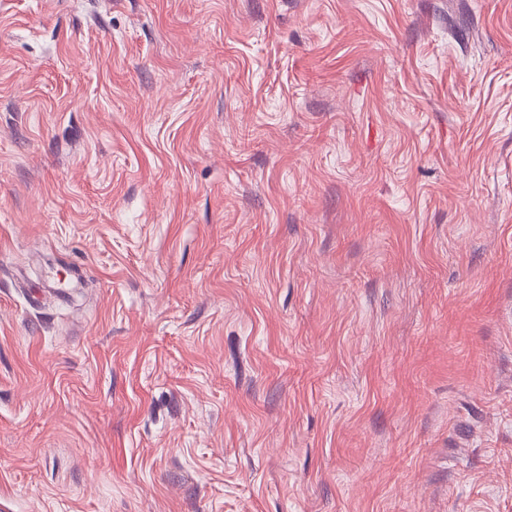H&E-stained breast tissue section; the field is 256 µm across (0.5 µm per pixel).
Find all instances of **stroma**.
Returning <instances> with one entry per match:
<instances>
[{
	"label": "stroma",
	"instance_id": "obj_1",
	"mask_svg": "<svg viewBox=\"0 0 512 512\" xmlns=\"http://www.w3.org/2000/svg\"><path fill=\"white\" fill-rule=\"evenodd\" d=\"M0 512H512V0H0Z\"/></svg>",
	"mask_w": 512,
	"mask_h": 512
}]
</instances>
